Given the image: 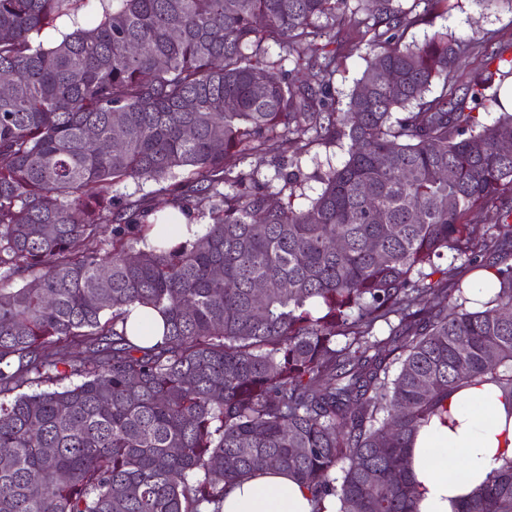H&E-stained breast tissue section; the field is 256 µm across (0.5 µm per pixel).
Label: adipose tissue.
Masks as SVG:
<instances>
[{
	"label": "adipose tissue",
	"mask_w": 512,
	"mask_h": 512,
	"mask_svg": "<svg viewBox=\"0 0 512 512\" xmlns=\"http://www.w3.org/2000/svg\"><path fill=\"white\" fill-rule=\"evenodd\" d=\"M451 424L432 418L414 442L411 471L418 512H456L462 497L512 458V420L494 385H472L448 402ZM464 481H457L456 473ZM308 490L288 473L269 471L226 488L223 512H312Z\"/></svg>",
	"instance_id": "1"
}]
</instances>
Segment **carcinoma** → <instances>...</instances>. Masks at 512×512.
<instances>
[{
    "label": "carcinoma",
    "mask_w": 512,
    "mask_h": 512,
    "mask_svg": "<svg viewBox=\"0 0 512 512\" xmlns=\"http://www.w3.org/2000/svg\"><path fill=\"white\" fill-rule=\"evenodd\" d=\"M83 2L0 0V512H222L272 469L315 512H417L448 399L492 383L512 416V208L468 220L512 199V113H477L512 58L468 77L478 43L405 41L448 0H98L88 27ZM343 32L365 68L338 110ZM310 134L348 159L304 209L300 171L273 200L230 163ZM129 180L208 202L204 232L152 238ZM459 261L495 279L478 310ZM133 305L166 316L151 348ZM457 512H512V458ZM145 317L144 312L140 309H134L128 319L126 320V331L129 338L137 345L149 347L154 345L156 342L161 341L163 317L156 311H152L150 314L149 322L153 326L154 332L149 335H142L138 333V322L141 318ZM141 336H152L148 339L142 338Z\"/></svg>",
    "instance_id": "cac0c4a2"
}]
</instances>
